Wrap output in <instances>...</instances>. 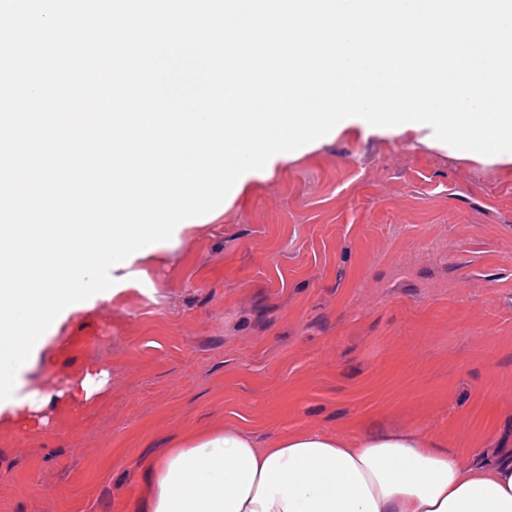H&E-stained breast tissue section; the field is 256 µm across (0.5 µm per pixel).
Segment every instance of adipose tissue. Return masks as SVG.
I'll list each match as a JSON object with an SVG mask.
<instances>
[{"label":"adipose tissue","instance_id":"ef3b65f1","mask_svg":"<svg viewBox=\"0 0 512 512\" xmlns=\"http://www.w3.org/2000/svg\"><path fill=\"white\" fill-rule=\"evenodd\" d=\"M145 478L136 512H512V456L464 468L412 433L304 431L260 448L215 428L185 436Z\"/></svg>","mask_w":512,"mask_h":512}]
</instances>
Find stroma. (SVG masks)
Here are the masks:
<instances>
[{
	"instance_id": "35a3bbf8",
	"label": "stroma",
	"mask_w": 512,
	"mask_h": 512,
	"mask_svg": "<svg viewBox=\"0 0 512 512\" xmlns=\"http://www.w3.org/2000/svg\"><path fill=\"white\" fill-rule=\"evenodd\" d=\"M101 370L91 398L0 416V512H134L147 463L214 425L511 454L512 162L352 121L74 303L20 391Z\"/></svg>"
}]
</instances>
